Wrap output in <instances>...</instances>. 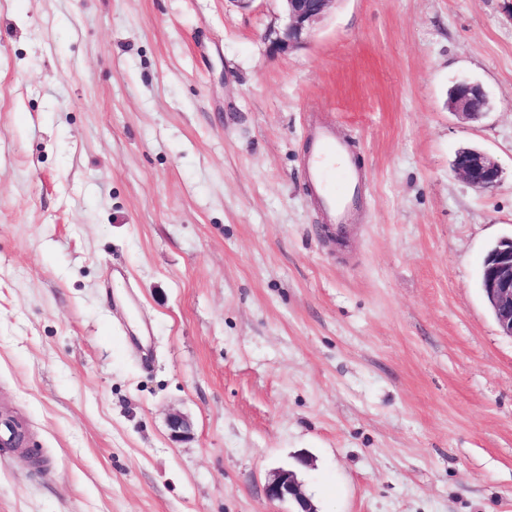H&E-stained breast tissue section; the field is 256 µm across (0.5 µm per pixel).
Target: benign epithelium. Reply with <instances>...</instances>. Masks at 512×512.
<instances>
[{"label":"benign epithelium","instance_id":"1","mask_svg":"<svg viewBox=\"0 0 512 512\" xmlns=\"http://www.w3.org/2000/svg\"><path fill=\"white\" fill-rule=\"evenodd\" d=\"M286 24L281 35L273 41L277 50L299 45L310 34L314 24L326 13L333 0H283ZM485 91L475 83L457 84L455 96L448 107L468 120L485 114ZM455 171L479 191L495 189L501 179L497 163L484 151L466 150L458 153ZM482 293L501 333L512 338V236L501 239V246L487 255L484 267ZM171 436L177 441L191 435V424L186 416L174 413L169 417ZM265 494L272 501L289 499L294 502L295 512H317L310 498L302 490L294 472L281 470L265 486Z\"/></svg>","mask_w":512,"mask_h":512}]
</instances>
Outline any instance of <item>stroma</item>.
Listing matches in <instances>:
<instances>
[{"label": "stroma", "instance_id": "35a3bbf8", "mask_svg": "<svg viewBox=\"0 0 512 512\" xmlns=\"http://www.w3.org/2000/svg\"><path fill=\"white\" fill-rule=\"evenodd\" d=\"M283 24L0 0V412L28 429L0 512H290L282 469L317 512H512V338L478 284L512 233V0H333L281 52ZM318 124L364 175L341 237ZM485 91L475 83L460 82L455 96L448 101V107L465 119L475 120L486 113L483 110ZM457 156L459 162L454 170L471 187L479 191H491L499 185L501 170L484 151L480 149L460 151ZM265 494L269 500H292L296 510L290 512H317L310 498L302 490L296 475L290 470H281L270 479L265 486Z\"/></svg>", "mask_w": 512, "mask_h": 512}]
</instances>
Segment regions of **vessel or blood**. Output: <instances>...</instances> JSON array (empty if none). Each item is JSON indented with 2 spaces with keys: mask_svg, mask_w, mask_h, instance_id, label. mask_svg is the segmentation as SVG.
Segmentation results:
<instances>
[{
  "mask_svg": "<svg viewBox=\"0 0 512 512\" xmlns=\"http://www.w3.org/2000/svg\"><path fill=\"white\" fill-rule=\"evenodd\" d=\"M306 174L313 198L337 230H344L358 202L359 169L348 143L331 127L312 130Z\"/></svg>",
  "mask_w": 512,
  "mask_h": 512,
  "instance_id": "vessel-or-blood-1",
  "label": "vessel or blood"
}]
</instances>
